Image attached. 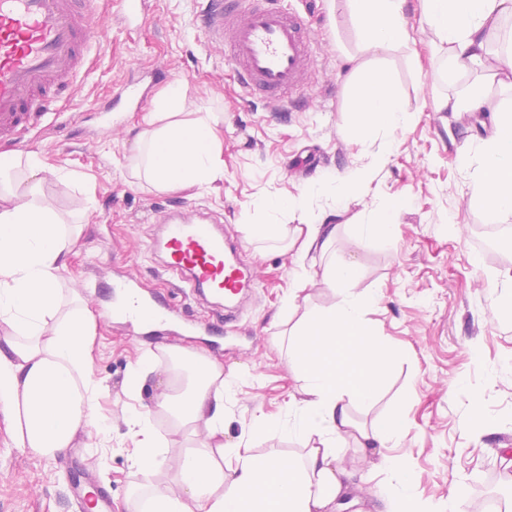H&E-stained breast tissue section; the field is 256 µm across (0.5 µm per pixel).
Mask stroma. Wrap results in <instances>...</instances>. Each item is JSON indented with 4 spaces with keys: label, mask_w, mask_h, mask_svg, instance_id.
I'll return each instance as SVG.
<instances>
[{
    "label": "stroma",
    "mask_w": 512,
    "mask_h": 512,
    "mask_svg": "<svg viewBox=\"0 0 512 512\" xmlns=\"http://www.w3.org/2000/svg\"><path fill=\"white\" fill-rule=\"evenodd\" d=\"M203 0H146L143 19L125 26L120 0H104L99 22L107 29L104 47L87 78L65 101L67 124L31 133L26 151L79 179L70 189L46 180L41 192L67 222L81 227L76 254L61 271L65 293H78L95 314L91 357L104 391L98 411L106 423L103 446L90 455L84 440L55 457L14 447L0 415V512H85L73 497L77 473L91 479V494L104 493L110 512H126L125 502L142 477L129 456L125 423L130 405L150 411L159 439L169 451L155 475L157 484L178 485L175 449L199 445L206 436L176 431L173 419L157 409L168 388L149 377L139 400L126 393L129 368L137 359L160 355L163 346L204 349L224 365L233 391L224 400V441L246 444L255 453L297 452V442L275 435L254 436L249 424L261 414L277 423L301 383L288 366L281 334L290 329L284 300L295 270V249L287 244L244 243L239 262L254 266L257 285L222 335L181 336L153 332L111 316L110 290L125 274L174 306L183 321L216 318L215 302L196 299L173 287L162 271V256L150 250L160 238L157 219L170 209L209 213L228 235L240 225L265 220V204L280 194L299 196L317 176L360 171L361 185L348 191L342 210L329 196L306 208L310 219L338 227L330 251L358 266V288L375 299L367 318L392 358L385 380L368 402L351 409L369 427L398 418L402 436L389 448L407 466L409 502L414 512H448V500H462L464 512H485L487 500L512 501V323L497 321L491 297L508 296L512 284V216L496 217L470 196L480 146L492 131L494 113L512 111V85L491 82L481 112H436L432 99L467 86L474 70L458 69L452 83L432 82L442 58L432 56L428 27L419 11L407 17L412 39L380 60L401 95L410 119L392 141L361 147L346 139V124L362 56L343 0H287L302 14L314 37L311 78L302 112H270L246 99L234 81L223 48L208 45L196 28ZM180 82L188 102L224 115V179L215 189L160 192L132 178L126 167L144 115L113 110V93L131 77L154 67ZM389 151L385 165L376 157ZM470 165H462L463 155ZM320 159L318 170L302 164ZM403 200L394 209L395 200ZM394 212V236L362 238L356 225ZM352 472L346 496L349 512H385L389 473L365 461L356 443L339 448Z\"/></svg>",
    "instance_id": "1"
}]
</instances>
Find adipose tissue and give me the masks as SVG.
<instances>
[{
    "label": "adipose tissue",
    "mask_w": 512,
    "mask_h": 512,
    "mask_svg": "<svg viewBox=\"0 0 512 512\" xmlns=\"http://www.w3.org/2000/svg\"><path fill=\"white\" fill-rule=\"evenodd\" d=\"M434 46L446 57L433 80L462 66L480 75L464 92L434 97L435 111L456 114L482 111L483 84L492 75L512 74V48L490 56L488 37L503 16H512V0H419ZM365 61L358 68L345 136L367 145L378 135L394 137L409 119L405 103L377 57L408 43V0H346ZM220 112L190 109L179 82L154 100L129 158L133 172L159 191L210 187L224 176ZM68 185L64 169L44 163L33 152L0 154V412L18 448L53 456L70 447L78 434L102 430L96 415L101 382L93 372L91 344L96 317L78 296H65L59 273L68 266L79 227H67L45 202L46 179ZM328 175L312 182L304 195L270 200L269 220L246 224L247 239L278 242L288 235L283 212L304 211L307 199L344 187ZM472 199L496 216H512V113L494 115L493 133L484 142L479 172L470 184ZM357 266L349 260L326 265L322 284L343 293L338 303L305 309L288 337V360L301 380V398H290L289 414L277 426L253 416L250 430L276 432L301 443V452L285 457L259 455L247 445L224 442V398L232 383L222 365L205 353L170 345L162 356L139 359L126 387L139 396L151 375L183 389L159 401L177 430H206L196 447L179 449V490L154 481L166 453L150 412L129 409L131 461L142 482L126 502L127 512H334L349 472L336 456L337 443L354 439L364 457L394 475L388 512H409L404 466L385 450L401 425L393 420L369 428L358 425L349 409L369 401L380 388L390 356L365 316L374 300L355 289Z\"/></svg>",
    "instance_id": "obj_1"
}]
</instances>
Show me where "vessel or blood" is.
Segmentation results:
<instances>
[{
	"label": "vessel or blood",
	"mask_w": 512,
	"mask_h": 512,
	"mask_svg": "<svg viewBox=\"0 0 512 512\" xmlns=\"http://www.w3.org/2000/svg\"><path fill=\"white\" fill-rule=\"evenodd\" d=\"M100 0H0V142L59 118L58 105L89 74L100 44ZM198 29L228 50L244 95L287 111L299 100L312 67V42L303 17L284 0H207ZM164 269L193 292L236 295L253 287L252 268L227 263V243L216 225L176 214L163 233ZM121 317L167 322L171 309L146 294L136 278L120 281Z\"/></svg>",
	"instance_id": "b4317fda"
}]
</instances>
